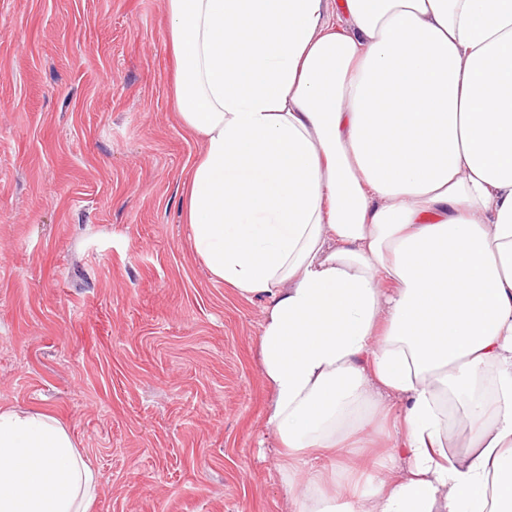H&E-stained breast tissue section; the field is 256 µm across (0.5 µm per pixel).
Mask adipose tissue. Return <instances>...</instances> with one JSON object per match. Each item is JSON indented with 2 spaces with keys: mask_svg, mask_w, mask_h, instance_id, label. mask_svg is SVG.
Masks as SVG:
<instances>
[{
  "mask_svg": "<svg viewBox=\"0 0 512 512\" xmlns=\"http://www.w3.org/2000/svg\"><path fill=\"white\" fill-rule=\"evenodd\" d=\"M168 4L183 221L267 300L288 512H512V0ZM97 491L59 420L0 408V512Z\"/></svg>",
  "mask_w": 512,
  "mask_h": 512,
  "instance_id": "1",
  "label": "adipose tissue"
}]
</instances>
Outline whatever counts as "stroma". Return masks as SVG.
<instances>
[{
  "instance_id": "stroma-1",
  "label": "stroma",
  "mask_w": 512,
  "mask_h": 512,
  "mask_svg": "<svg viewBox=\"0 0 512 512\" xmlns=\"http://www.w3.org/2000/svg\"><path fill=\"white\" fill-rule=\"evenodd\" d=\"M168 0H0V406L56 417L92 512H288L259 441L263 302L182 219Z\"/></svg>"
}]
</instances>
